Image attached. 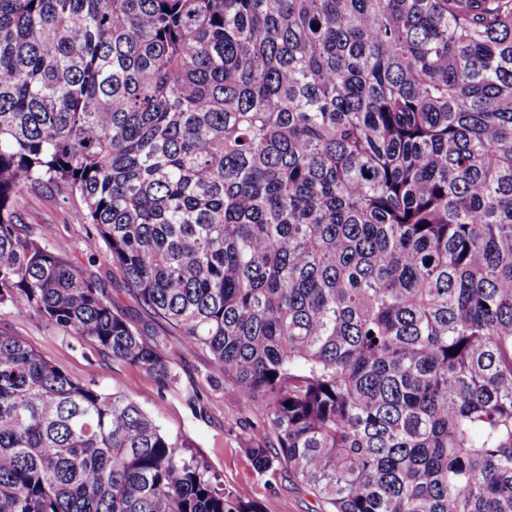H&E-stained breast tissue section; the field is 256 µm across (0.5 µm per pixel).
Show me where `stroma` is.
I'll return each mask as SVG.
<instances>
[{"label": "stroma", "instance_id": "obj_1", "mask_svg": "<svg viewBox=\"0 0 512 512\" xmlns=\"http://www.w3.org/2000/svg\"><path fill=\"white\" fill-rule=\"evenodd\" d=\"M20 206L25 222L43 239L84 258V240L93 227L78 221L79 199L49 191L26 192ZM90 270L105 285L118 312L135 327L146 328L148 339L171 357L173 378L167 388H160L145 370L103 356L85 337L67 335L38 315L10 305L0 306V334L32 346L76 380L108 393L130 394L155 415L162 429L186 439L225 488L249 490L263 512H322V503L304 485L284 474L271 480L254 470L246 446L262 439L263 433L245 420L239 389L214 372L209 351L184 349L176 330L138 308L111 265L99 260ZM192 390L198 391L204 406L203 414L197 416L185 403L186 393Z\"/></svg>", "mask_w": 512, "mask_h": 512}]
</instances>
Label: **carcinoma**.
Instances as JSON below:
<instances>
[{"label":"carcinoma","mask_w":512,"mask_h":512,"mask_svg":"<svg viewBox=\"0 0 512 512\" xmlns=\"http://www.w3.org/2000/svg\"><path fill=\"white\" fill-rule=\"evenodd\" d=\"M43 188L241 391L258 473L327 512H512V0H0V305L165 388L23 221ZM0 512L261 505L0 335Z\"/></svg>","instance_id":"cac0c4a2"}]
</instances>
